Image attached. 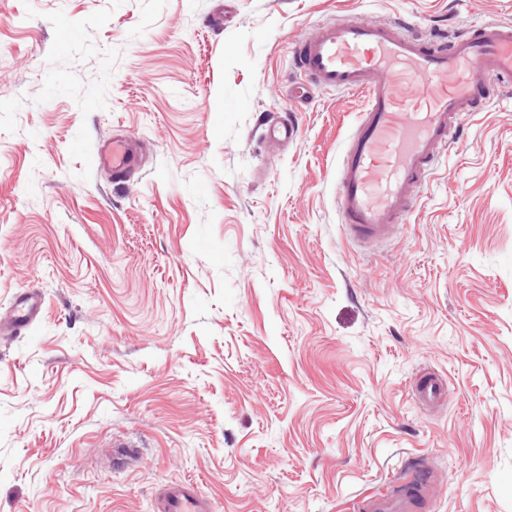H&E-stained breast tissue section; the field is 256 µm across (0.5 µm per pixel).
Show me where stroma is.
<instances>
[{"mask_svg":"<svg viewBox=\"0 0 512 512\" xmlns=\"http://www.w3.org/2000/svg\"><path fill=\"white\" fill-rule=\"evenodd\" d=\"M512 24V0H0V512H512V94L465 119L401 232L360 244L336 170L360 97L289 102L315 23ZM298 124L283 149L265 120ZM143 144L124 181L93 167ZM449 395L427 411L426 373ZM141 159L138 142L131 137L113 138L112 142L103 144L93 157L98 166L110 164L112 174L119 179L134 172ZM45 308V297L41 293L32 290L18 292L13 299L10 317L6 320L0 318V335L20 336L41 318ZM158 512H213L212 503L200 495L192 484H167L157 497ZM354 508L358 512H411L415 509L411 495L396 491L364 497Z\"/></svg>","mask_w":512,"mask_h":512,"instance_id":"obj_1","label":"stroma"}]
</instances>
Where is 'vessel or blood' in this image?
<instances>
[{"instance_id": "1", "label": "vessel or blood", "mask_w": 512, "mask_h": 512, "mask_svg": "<svg viewBox=\"0 0 512 512\" xmlns=\"http://www.w3.org/2000/svg\"><path fill=\"white\" fill-rule=\"evenodd\" d=\"M292 63L307 84L362 97L365 106L341 154L336 202L354 239L392 237L411 213L415 191L440 156L459 138L465 115L512 91V25L474 22L446 42L429 41L407 19L364 22L355 18L316 24L294 45ZM424 79L428 89L413 98L407 87ZM141 159L131 137L113 139L93 157L117 178L134 172ZM44 296L18 292L1 336H18L41 318ZM446 382L431 377L415 387L425 405L441 401ZM357 512H412L411 495L388 492L356 502ZM157 512H214L188 483L163 486Z\"/></svg>"}]
</instances>
